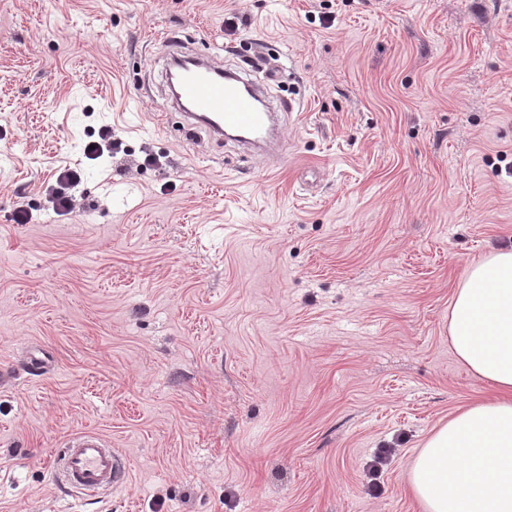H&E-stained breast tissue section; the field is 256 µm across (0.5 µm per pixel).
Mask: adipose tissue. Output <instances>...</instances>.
I'll list each match as a JSON object with an SVG mask.
<instances>
[{
    "label": "adipose tissue",
    "instance_id": "ef3b65f1",
    "mask_svg": "<svg viewBox=\"0 0 512 512\" xmlns=\"http://www.w3.org/2000/svg\"><path fill=\"white\" fill-rule=\"evenodd\" d=\"M448 332L458 359L496 396L432 431L408 488L421 512H512V248L470 264L450 304Z\"/></svg>",
    "mask_w": 512,
    "mask_h": 512
}]
</instances>
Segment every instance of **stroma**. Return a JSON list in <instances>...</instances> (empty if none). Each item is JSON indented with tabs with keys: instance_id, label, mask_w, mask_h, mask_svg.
Listing matches in <instances>:
<instances>
[{
	"instance_id": "35a3bbf8",
	"label": "stroma",
	"mask_w": 512,
	"mask_h": 512,
	"mask_svg": "<svg viewBox=\"0 0 512 512\" xmlns=\"http://www.w3.org/2000/svg\"><path fill=\"white\" fill-rule=\"evenodd\" d=\"M173 53L271 58L278 156L185 134ZM511 247L512 0H0V512H419L493 395L448 308ZM84 431L128 462L91 496L50 468ZM80 179L79 174L71 169L59 171L56 175L57 189L49 196L51 208L59 214H70L80 208L79 201L71 194L66 192L68 186L77 183Z\"/></svg>"
}]
</instances>
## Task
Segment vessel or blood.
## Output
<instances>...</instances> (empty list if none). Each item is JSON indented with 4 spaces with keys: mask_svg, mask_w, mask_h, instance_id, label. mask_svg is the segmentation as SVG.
Returning a JSON list of instances; mask_svg holds the SVG:
<instances>
[{
    "mask_svg": "<svg viewBox=\"0 0 512 512\" xmlns=\"http://www.w3.org/2000/svg\"><path fill=\"white\" fill-rule=\"evenodd\" d=\"M246 84L240 75L224 73L207 61L198 63L185 72L177 105L192 126L204 127L217 136L236 131L241 144L270 150L277 137L273 115L257 108ZM53 467L60 483L87 495L112 488L127 476L123 456L92 431L70 438L54 457Z\"/></svg>",
    "mask_w": 512,
    "mask_h": 512,
    "instance_id": "obj_1",
    "label": "vessel or blood"
}]
</instances>
